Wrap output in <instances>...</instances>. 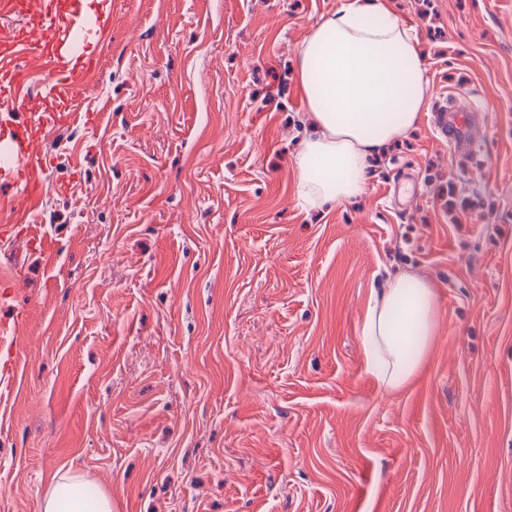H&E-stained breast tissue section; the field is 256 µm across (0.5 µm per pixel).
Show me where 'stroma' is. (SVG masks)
Masks as SVG:
<instances>
[{
  "mask_svg": "<svg viewBox=\"0 0 512 512\" xmlns=\"http://www.w3.org/2000/svg\"><path fill=\"white\" fill-rule=\"evenodd\" d=\"M424 58L417 125L313 207L297 54L340 0H112L39 201L53 268L0 254V512L82 475L112 512H512V0H388ZM483 108L480 149L431 115ZM413 175L415 198L398 189ZM437 292L404 388L367 373L370 294Z\"/></svg>",
  "mask_w": 512,
  "mask_h": 512,
  "instance_id": "stroma-1",
  "label": "stroma"
}]
</instances>
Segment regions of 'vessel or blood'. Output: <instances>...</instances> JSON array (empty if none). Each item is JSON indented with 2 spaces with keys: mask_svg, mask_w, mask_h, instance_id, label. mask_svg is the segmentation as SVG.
Listing matches in <instances>:
<instances>
[{
  "mask_svg": "<svg viewBox=\"0 0 512 512\" xmlns=\"http://www.w3.org/2000/svg\"><path fill=\"white\" fill-rule=\"evenodd\" d=\"M10 16L25 19L39 14L46 28L41 37L19 29L9 46V60L0 65V187L18 190L31 204L14 219L0 223V244L25 245L28 252L55 261L56 253L35 220L43 181L54 164L41 132L56 126L59 113L71 124L89 126L90 113L80 111L84 81L96 68L103 46L112 36V9L103 0H0ZM37 62L48 72L46 86L54 109L42 106L38 97L16 101L15 87L20 69ZM28 113L26 123L11 119L15 108ZM434 127L449 145L476 143L472 109L441 110L435 113Z\"/></svg>",
  "mask_w": 512,
  "mask_h": 512,
  "instance_id": "vessel-or-blood-1",
  "label": "vessel or blood"
}]
</instances>
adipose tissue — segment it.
I'll return each mask as SVG.
<instances>
[{
  "mask_svg": "<svg viewBox=\"0 0 512 512\" xmlns=\"http://www.w3.org/2000/svg\"><path fill=\"white\" fill-rule=\"evenodd\" d=\"M417 34L386 0H341L316 25L297 55V72L316 128L295 157L297 190L316 204L363 194L370 160L417 123L426 70ZM436 290L397 278L370 298L362 325L366 369L381 391L403 388L419 371L435 330ZM412 351H405V341ZM85 481L59 475L39 512H112V500L84 496Z\"/></svg>",
  "mask_w": 512,
  "mask_h": 512,
  "instance_id": "obj_1",
  "label": "adipose tissue"
}]
</instances>
